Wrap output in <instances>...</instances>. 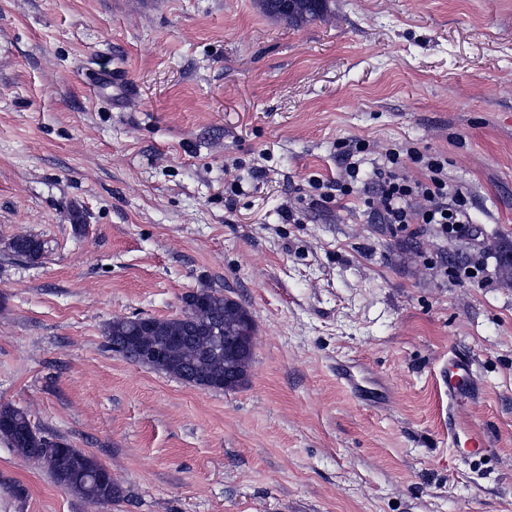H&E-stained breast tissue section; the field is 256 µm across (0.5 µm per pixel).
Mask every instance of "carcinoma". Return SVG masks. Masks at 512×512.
Instances as JSON below:
<instances>
[{"instance_id":"cac0c4a2","label":"carcinoma","mask_w":512,"mask_h":512,"mask_svg":"<svg viewBox=\"0 0 512 512\" xmlns=\"http://www.w3.org/2000/svg\"><path fill=\"white\" fill-rule=\"evenodd\" d=\"M327 11V0H308L296 23L316 20ZM7 250L12 256L37 264L45 252V242L34 235L11 239ZM183 308L196 309L193 317H125L113 320L107 330V348L123 358L140 363L144 347L154 346L161 356L143 365L189 384L208 389L233 390L246 377L236 378L230 368H250L253 355L224 350V337L251 336L254 323L248 311L216 288H201L182 297ZM0 438L26 458L40 449L38 463L66 490L97 504L118 503L124 490L114 481L109 468L94 455L74 448L59 438L35 429L28 414L9 404L0 405Z\"/></svg>"}]
</instances>
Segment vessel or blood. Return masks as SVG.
Listing matches in <instances>:
<instances>
[{
  "mask_svg": "<svg viewBox=\"0 0 512 512\" xmlns=\"http://www.w3.org/2000/svg\"><path fill=\"white\" fill-rule=\"evenodd\" d=\"M336 377L354 396L361 399L367 397L366 387L350 365L337 362ZM440 378L448 389V435L452 446L463 445L470 448L472 453H482L488 446L485 430L476 424L463 426L457 418V407L461 401H474L482 394V389L473 376L471 358L458 353L452 354L442 367Z\"/></svg>",
  "mask_w": 512,
  "mask_h": 512,
  "instance_id": "b4317fda",
  "label": "vessel or blood"
}]
</instances>
